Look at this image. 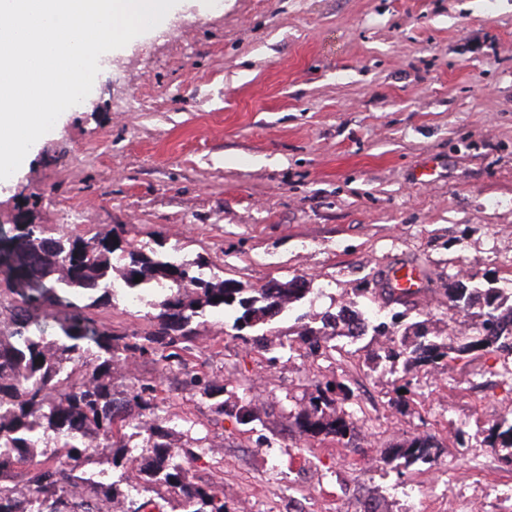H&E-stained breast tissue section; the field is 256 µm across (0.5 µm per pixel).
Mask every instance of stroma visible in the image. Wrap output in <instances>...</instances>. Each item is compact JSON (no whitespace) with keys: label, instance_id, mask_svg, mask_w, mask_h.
<instances>
[{"label":"stroma","instance_id":"35a3bbf8","mask_svg":"<svg viewBox=\"0 0 512 512\" xmlns=\"http://www.w3.org/2000/svg\"><path fill=\"white\" fill-rule=\"evenodd\" d=\"M114 52L97 87L0 183V234L25 212L86 238L123 225L146 250L203 257L247 288L305 277L314 315L378 311L391 269L421 275L432 330L460 318L466 276L512 290V0H179ZM186 368L119 369L162 384L194 481L228 512H512V466L487 443L512 419V377L491 352L404 375L373 365L386 340L328 337L331 355L243 344L196 326ZM253 399L252 426L184 384L185 370ZM344 382L354 446L300 437L290 415L323 378ZM434 435L404 468L390 448Z\"/></svg>","mask_w":512,"mask_h":512}]
</instances>
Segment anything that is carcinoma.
<instances>
[{"instance_id": "obj_1", "label": "carcinoma", "mask_w": 512, "mask_h": 512, "mask_svg": "<svg viewBox=\"0 0 512 512\" xmlns=\"http://www.w3.org/2000/svg\"><path fill=\"white\" fill-rule=\"evenodd\" d=\"M115 253L123 262L120 288L112 284ZM0 258V272L12 283L0 289V311L9 313V325L0 328V512H102L110 504L120 512H141L146 503L130 497L127 487L139 497H176L183 512H226L218 492L189 479L188 464L199 453L191 448L175 453L163 441L161 384L133 383L119 392L113 376L144 357L165 369L185 365L194 351L193 324L207 312H235L234 336L261 346L262 329L306 298V281L295 276L245 288L234 279L216 278L201 260L135 248L115 230L85 239L32 223L0 238ZM152 292L159 299L149 315L152 329L143 334L108 328L86 313ZM447 295L450 309L471 324L456 347L431 335L425 319L407 323L405 311L388 321L368 319L351 302L324 313L318 327L302 325L280 348L327 349V337L345 335L342 315L349 309L363 321L362 335L399 336L375 363L400 365L406 374L439 367L452 352L512 356V294L498 287L497 279L457 281L448 285ZM46 306L69 310L50 336L29 330L33 313ZM185 384L210 398L224 392L202 372L186 374ZM348 394L340 382L317 383L315 395L295 412L299 434L351 444L355 422L337 409ZM231 412L241 425L260 420L250 401L233 405ZM135 436L146 440L148 457L130 446ZM489 443L511 466L512 420L493 428ZM435 447L432 435L418 434L393 449L389 461L401 460L406 467L431 463Z\"/></svg>"}]
</instances>
